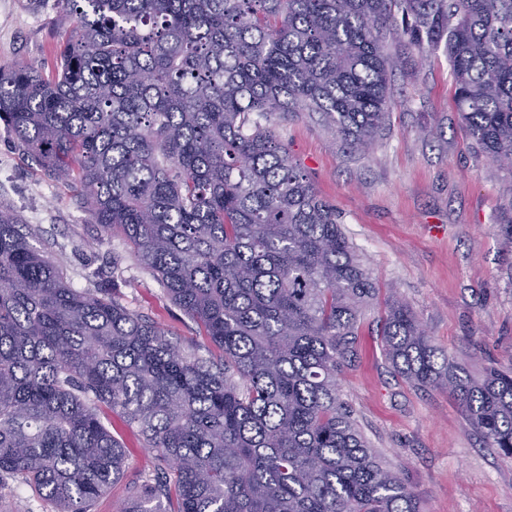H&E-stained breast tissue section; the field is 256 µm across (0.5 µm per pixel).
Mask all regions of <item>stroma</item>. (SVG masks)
Masks as SVG:
<instances>
[{"label":"stroma","mask_w":512,"mask_h":512,"mask_svg":"<svg viewBox=\"0 0 512 512\" xmlns=\"http://www.w3.org/2000/svg\"><path fill=\"white\" fill-rule=\"evenodd\" d=\"M74 20L60 0H0V67L50 68ZM401 57L389 84V128L361 154L309 116L277 131L293 162L335 205L370 269L380 300L362 311L356 351L339 393L371 448L398 471L421 512H512V458L485 447L447 391L412 387L388 363L379 334L382 297L405 299L433 343L474 375L512 371V266L498 227L512 219L504 172L473 148L454 102L444 49L419 54L388 38ZM36 224V247L78 289L116 287L128 309L157 321L207 356L196 324L165 295L121 236L99 238L67 186L45 179L0 125V209ZM125 474L91 512H119L143 484L150 456L123 431ZM0 512H55L21 478L0 480Z\"/></svg>","instance_id":"35a3bbf8"}]
</instances>
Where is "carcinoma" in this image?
<instances>
[{"label": "carcinoma", "instance_id": "obj_1", "mask_svg": "<svg viewBox=\"0 0 512 512\" xmlns=\"http://www.w3.org/2000/svg\"><path fill=\"white\" fill-rule=\"evenodd\" d=\"M54 73L0 67V122L118 230L211 348L183 350L116 290H78L0 210V478L91 512L124 475L119 414L154 456L120 512H420L341 401L377 288L272 119L317 114L358 150L387 130L395 31L444 45L466 135L512 159V0H64ZM384 354L444 388L512 458V372L472 376L404 300Z\"/></svg>", "mask_w": 512, "mask_h": 512}]
</instances>
